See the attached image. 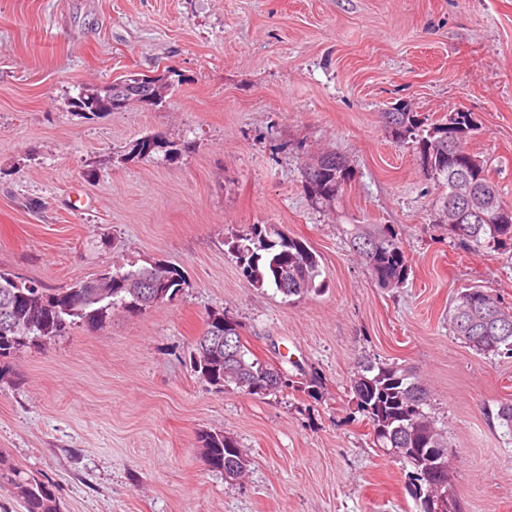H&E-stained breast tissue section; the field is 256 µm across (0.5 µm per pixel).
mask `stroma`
<instances>
[{
    "instance_id": "35a3bbf8",
    "label": "stroma",
    "mask_w": 512,
    "mask_h": 512,
    "mask_svg": "<svg viewBox=\"0 0 512 512\" xmlns=\"http://www.w3.org/2000/svg\"><path fill=\"white\" fill-rule=\"evenodd\" d=\"M131 74L163 103L93 119L72 103ZM471 112L468 150L512 205V0H0V270L50 290L163 263L173 301L29 343L0 381V462L53 486L58 512H417L375 447L350 378L362 356L409 369L447 432L466 512H512V358L448 330L460 289L512 307V262L454 246L437 183L382 114ZM155 136L151 157L135 144ZM353 170L335 210L302 188L325 152ZM348 224H388L409 271L372 279ZM259 225L303 240L319 291L256 286L232 251ZM290 388L216 391L189 351L207 316ZM233 437L241 479L201 437Z\"/></svg>"
}]
</instances>
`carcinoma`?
I'll list each match as a JSON object with an SVG mask.
<instances>
[{
    "label": "carcinoma",
    "instance_id": "carcinoma-1",
    "mask_svg": "<svg viewBox=\"0 0 512 512\" xmlns=\"http://www.w3.org/2000/svg\"><path fill=\"white\" fill-rule=\"evenodd\" d=\"M143 81L151 83L153 79L129 77L112 84L103 93L89 92L82 117L89 119L104 112L118 111L131 102L149 104V97L140 91ZM383 117L392 136L418 154L424 174L448 189L454 177H468L476 187L486 189L485 195L493 201L490 210L472 205L462 223L448 225V238L469 250L512 251V221H498L495 214L497 210L505 212L512 207L502 201L487 163L464 147L459 150L448 147V139L457 138L462 132L468 137L475 131L472 113L450 112L446 122L428 129L417 118V113L403 105L383 113ZM352 176L353 170L345 158L334 152L324 153L305 165L303 189L316 204L331 207ZM345 234L378 284L388 288L404 282L408 261L391 226L351 224ZM232 248L238 254L245 275L259 285L269 281L288 297H302L321 288L316 283L320 276L317 256L300 239L280 233L274 235L256 225ZM135 273L151 282L150 287L143 289L142 296L127 293L121 278L130 271L118 268L108 271L111 295L98 301L93 289L82 287L80 282L47 293L38 287L28 288L24 283L17 286L12 282L15 274L0 270V357H7L26 341L58 336L78 322L94 328L110 318L115 309L139 314L168 300L163 295L165 290L179 291L185 285L183 274L167 265L144 267ZM472 300L493 307L497 326L466 329L470 319L467 303ZM448 328L456 339L480 354H504L512 358V311L486 290L467 288L459 292L449 309ZM230 335L224 350L216 355L197 346L193 348L190 361L194 372L221 392L236 385V374L260 389L262 395L279 391L283 387L280 370L251 357L239 332L234 330ZM351 388L358 409L372 427L373 441L381 447H448L444 432L424 411L427 390L408 369L364 357L356 363ZM496 417L511 435L512 400L499 403ZM202 454L214 471L224 470L238 476L247 467L236 441L224 434L205 435ZM1 487L23 503L25 512H57L51 486L27 476L19 468L0 469Z\"/></svg>",
    "mask_w": 512,
    "mask_h": 512
}]
</instances>
